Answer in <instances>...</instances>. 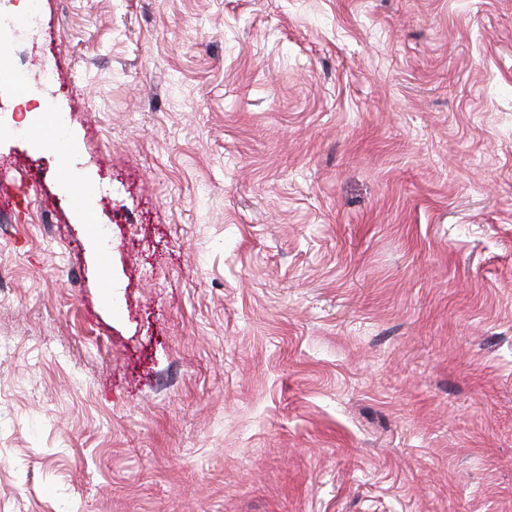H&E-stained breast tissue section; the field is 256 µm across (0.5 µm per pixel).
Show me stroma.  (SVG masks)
<instances>
[{
  "label": "stroma",
  "instance_id": "35a3bbf8",
  "mask_svg": "<svg viewBox=\"0 0 512 512\" xmlns=\"http://www.w3.org/2000/svg\"><path fill=\"white\" fill-rule=\"evenodd\" d=\"M37 7L0 512H512V0Z\"/></svg>",
  "mask_w": 512,
  "mask_h": 512
}]
</instances>
